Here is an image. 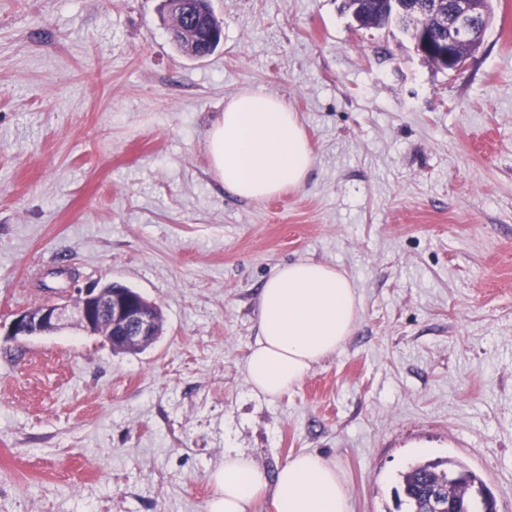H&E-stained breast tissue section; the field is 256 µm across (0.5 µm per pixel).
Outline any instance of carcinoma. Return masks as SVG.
Wrapping results in <instances>:
<instances>
[{
	"instance_id": "1",
	"label": "carcinoma",
	"mask_w": 512,
	"mask_h": 512,
	"mask_svg": "<svg viewBox=\"0 0 512 512\" xmlns=\"http://www.w3.org/2000/svg\"><path fill=\"white\" fill-rule=\"evenodd\" d=\"M391 3L388 0H343L342 9L367 29L386 26ZM404 32L418 45L420 37L429 40L428 61L439 70L448 69V29L439 27L435 0H403ZM220 41L200 38L190 56L204 58L217 49ZM401 487L410 506L409 512H431V497L447 500L453 495L459 512H484L485 499L491 494L473 472L449 467L438 469L432 462L416 464L402 474Z\"/></svg>"
}]
</instances>
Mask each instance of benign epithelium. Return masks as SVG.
I'll return each mask as SVG.
<instances>
[{"mask_svg":"<svg viewBox=\"0 0 512 512\" xmlns=\"http://www.w3.org/2000/svg\"><path fill=\"white\" fill-rule=\"evenodd\" d=\"M172 15H191L198 18L205 12L200 0H164ZM476 6L462 2L459 6L439 13L440 22L448 27L450 39L473 40L480 33L475 25ZM77 323L92 336H121L127 343H142L157 334L153 314L129 299H119L112 288L95 286L78 292L74 299L60 297L33 308L14 312L12 320L3 325L5 335L14 339H28L57 331L68 322Z\"/></svg>","mask_w":512,"mask_h":512,"instance_id":"7a95c632","label":"benign epithelium"}]
</instances>
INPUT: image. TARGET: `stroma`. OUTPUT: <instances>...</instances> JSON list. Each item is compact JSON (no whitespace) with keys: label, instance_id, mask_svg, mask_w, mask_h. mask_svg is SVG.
<instances>
[{"label":"stroma","instance_id":"obj_1","mask_svg":"<svg viewBox=\"0 0 512 512\" xmlns=\"http://www.w3.org/2000/svg\"><path fill=\"white\" fill-rule=\"evenodd\" d=\"M341 2L212 0L223 40L193 60L162 0H0V322L110 281L163 318L137 355L75 324L0 339V512H206L229 447L332 458L350 512H406L400 473L456 459L512 512V0L455 74ZM244 90L297 113L302 187L212 173ZM299 261L346 273L360 317L257 398L259 293Z\"/></svg>","mask_w":512,"mask_h":512}]
</instances>
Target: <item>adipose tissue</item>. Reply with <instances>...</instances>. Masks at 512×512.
<instances>
[{
    "instance_id": "ef3b65f1",
    "label": "adipose tissue",
    "mask_w": 512,
    "mask_h": 512,
    "mask_svg": "<svg viewBox=\"0 0 512 512\" xmlns=\"http://www.w3.org/2000/svg\"><path fill=\"white\" fill-rule=\"evenodd\" d=\"M210 166L229 193L261 201L302 186L314 153L296 113L281 99L246 90L232 96L208 130ZM361 298L350 279L327 264L278 267L258 300L259 335L243 367L252 395L274 399L297 386L352 335ZM207 512H253L270 498L273 512H349L345 479L316 452L289 456L267 476L235 448L208 474Z\"/></svg>"
}]
</instances>
